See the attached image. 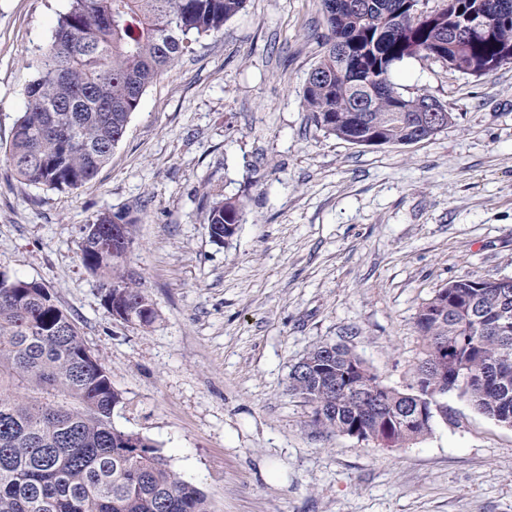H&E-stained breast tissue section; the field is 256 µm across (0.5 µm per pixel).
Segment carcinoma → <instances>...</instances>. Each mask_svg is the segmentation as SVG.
<instances>
[{"mask_svg":"<svg viewBox=\"0 0 512 512\" xmlns=\"http://www.w3.org/2000/svg\"><path fill=\"white\" fill-rule=\"evenodd\" d=\"M245 0H68L25 89L8 162L23 180L58 191L92 182L122 140L144 92L204 36L223 29ZM322 0L329 35L311 69L303 106L326 133L357 146L403 145L434 132L420 102L393 82L394 67L421 56L467 73L486 58L512 62V0ZM491 35L461 42L475 18ZM244 203L213 195L203 216L217 244ZM130 213H100L82 228L79 259L99 277L112 315L141 328L152 299L127 270ZM119 234H112L113 229ZM421 357L403 391L383 385L342 345L322 344L289 374L288 390L312 423L348 435L357 422L401 448L431 431L404 426L407 403L457 394L512 424V288L459 279L419 309ZM451 347L443 352L439 344ZM350 371L356 393L336 389ZM122 394L86 347L75 320L39 282L0 273V512H210L204 493L149 438L116 428Z\"/></svg>","mask_w":512,"mask_h":512,"instance_id":"1","label":"carcinoma"}]
</instances>
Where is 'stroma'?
I'll list each match as a JSON object with an SVG mask.
<instances>
[{"label":"stroma","mask_w":512,"mask_h":512,"mask_svg":"<svg viewBox=\"0 0 512 512\" xmlns=\"http://www.w3.org/2000/svg\"><path fill=\"white\" fill-rule=\"evenodd\" d=\"M67 6L0 0V272L42 282L74 318L122 394L115 426L151 439L212 512H512V428L466 399L382 448L323 432L288 393L324 343L405 390L422 303L453 280L512 277V63L473 76L405 59L403 93L453 123L357 146L303 107L321 0H245L148 87L96 178L61 192L19 179L6 152ZM216 192L244 203L221 244L203 222ZM125 210L147 328L112 316L78 256L85 224Z\"/></svg>","instance_id":"stroma-1"}]
</instances>
